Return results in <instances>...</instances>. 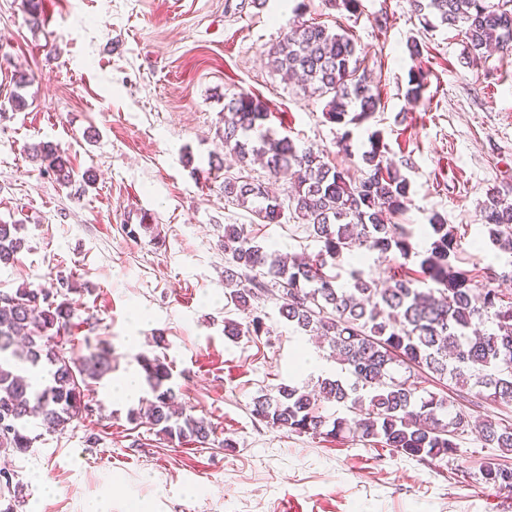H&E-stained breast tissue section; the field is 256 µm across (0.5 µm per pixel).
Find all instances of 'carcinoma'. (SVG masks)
<instances>
[{"label":"carcinoma","mask_w":512,"mask_h":512,"mask_svg":"<svg viewBox=\"0 0 512 512\" xmlns=\"http://www.w3.org/2000/svg\"><path fill=\"white\" fill-rule=\"evenodd\" d=\"M426 27L459 28L469 59L489 49L512 53V9L500 0H410ZM268 64L286 81L297 80L311 94L328 98L329 121L347 127L338 147L352 154V131L380 106L376 85L362 67L361 50L345 33L300 23L268 51ZM427 75L408 72L404 97L422 99ZM268 107L247 93L224 102V148L240 161L253 157L272 176L291 173L290 198L296 218L320 243L314 258L282 260L266 252L238 224L224 225L225 297L243 320L224 319V335L259 336L265 330L262 302L280 293L279 315L295 332L316 336L340 357L346 377L324 378L318 395L343 414L325 416L303 388L280 384L255 398L252 415L274 430L297 434L351 436L381 443L419 460H442L456 452L455 439L467 432L469 397L512 404V296L496 286V275L455 267L457 239L446 218L434 213L419 247L414 234L395 218L407 210L410 182L388 161L380 133L368 137L362 152V177L354 179L329 165L322 154L300 148L265 127ZM44 170L70 188L81 178L68 152L44 143L34 148ZM224 195L249 204L265 224H277L283 203L259 181L224 180ZM490 242L512 256V202L492 191L480 205ZM21 225L0 223V264L8 265L24 246ZM367 252L402 259L384 281L365 278L353 267L349 279L331 272L333 261L348 254L362 262ZM413 261L418 269L408 268ZM69 279L49 287L23 285L0 294V452L24 455L32 447L28 424L36 419L49 433L61 432L88 414L85 392L112 372V349L100 342L89 354L74 357L55 339L75 326L68 298ZM150 396L128 412L131 421L180 442L208 444L214 428L202 418L174 408L172 371L166 357L137 356ZM42 370L46 383L30 372ZM426 373L454 383L443 397L418 385ZM480 438L500 455L486 459L479 480L496 490L512 489V425L485 420Z\"/></svg>","instance_id":"1"}]
</instances>
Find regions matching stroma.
<instances>
[{
  "mask_svg": "<svg viewBox=\"0 0 512 512\" xmlns=\"http://www.w3.org/2000/svg\"><path fill=\"white\" fill-rule=\"evenodd\" d=\"M38 2L33 26L22 0H0V222L19 225L24 240L14 263L0 266V293L60 275L87 285L73 297L78 325L63 346L78 357L84 338L107 342L112 371L89 391L83 419L61 433L38 430L27 454L0 456L14 512H85L93 500L106 512H512V499L478 478L493 451L477 432L458 437L455 455L433 466L255 419L261 391L313 389L341 366L329 347L288 326L276 295L263 304L266 334L225 337L220 246L225 225L242 224L269 251L319 250L292 210L265 224L224 195L225 179L237 177L269 184L283 201L294 192L289 178L225 155L224 102L246 92L266 103L278 136L356 178L369 132L381 131L411 182L399 223L419 238L433 213L444 215L459 241L456 266L493 268L512 290L479 212L489 192L512 186V55L467 64L461 32L424 30L408 0H361L354 14L335 0ZM303 20L353 34L378 86L381 106L354 129L351 154L337 147L344 129L327 119L326 99L268 64V50ZM411 39L420 45L415 59ZM414 66L428 83L412 106L404 93ZM17 91L26 100L19 110L8 102ZM41 142L66 149L77 171L94 170L95 183L60 187L31 158ZM217 156L223 168L210 171ZM142 219L146 228L128 237L126 225ZM158 335L179 403L214 427L206 446L131 423L148 388L116 395L140 374L138 354L155 353ZM306 352L314 368H302Z\"/></svg>",
  "mask_w": 512,
  "mask_h": 512,
  "instance_id": "35a3bbf8",
  "label": "stroma"
}]
</instances>
